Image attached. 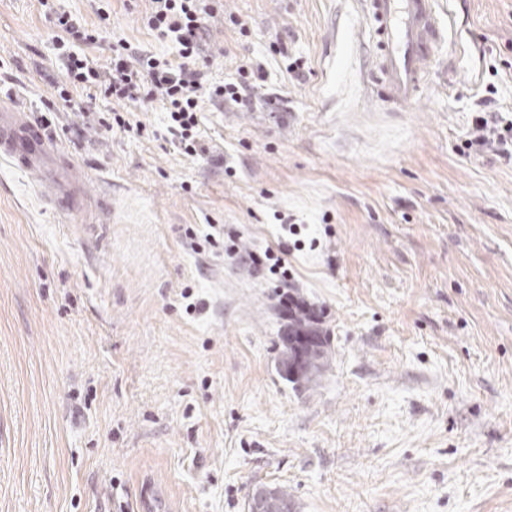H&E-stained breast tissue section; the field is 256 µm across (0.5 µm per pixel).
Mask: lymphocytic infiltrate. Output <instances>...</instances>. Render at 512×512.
<instances>
[{"mask_svg": "<svg viewBox=\"0 0 512 512\" xmlns=\"http://www.w3.org/2000/svg\"><path fill=\"white\" fill-rule=\"evenodd\" d=\"M212 11L205 0H149L143 22L158 40L174 45L175 57L138 50L120 39L113 43L112 56L104 66L84 51L85 46L100 42L99 31L82 26L70 12L50 11L47 18L60 33L54 44L64 67L59 99L73 104L72 92L79 88L100 91L118 103L161 102L175 147L189 156L204 154L198 136V114L204 104L227 109L247 105L257 81L263 78L261 66L248 62L239 67L237 81L210 82L207 69L211 58L206 48ZM73 36L78 37V44H70ZM465 147L475 155L489 150L512 154V125L504 123L501 113H483Z\"/></svg>", "mask_w": 512, "mask_h": 512, "instance_id": "f902f5d3", "label": "lymphocytic infiltrate"}]
</instances>
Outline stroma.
<instances>
[{"instance_id":"stroma-1","label":"stroma","mask_w":512,"mask_h":512,"mask_svg":"<svg viewBox=\"0 0 512 512\" xmlns=\"http://www.w3.org/2000/svg\"><path fill=\"white\" fill-rule=\"evenodd\" d=\"M437 4L397 111L367 97L364 0H218L210 77L266 79L205 105L188 156L160 106L128 105L139 136L101 93L62 107L40 0H0V92L86 187L59 214L0 159V512H246L261 484L295 512H512V158L463 151L484 104L512 118V0ZM147 6L111 0L108 32L174 55ZM286 219L285 283L185 237L261 253ZM290 296L332 351L303 387L276 370Z\"/></svg>"}]
</instances>
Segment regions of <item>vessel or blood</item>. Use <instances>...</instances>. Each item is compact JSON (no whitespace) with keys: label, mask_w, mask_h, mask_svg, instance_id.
I'll use <instances>...</instances> for the list:
<instances>
[{"label":"vessel or blood","mask_w":512,"mask_h":512,"mask_svg":"<svg viewBox=\"0 0 512 512\" xmlns=\"http://www.w3.org/2000/svg\"><path fill=\"white\" fill-rule=\"evenodd\" d=\"M373 57L368 78L376 97L391 108L402 107L427 86L431 69L448 40V29L435 0H369ZM0 157L29 174L45 178L55 168V188L47 201L68 209L84 193V175L70 159L57 157L53 141L11 95H0Z\"/></svg>","instance_id":"obj_1"}]
</instances>
